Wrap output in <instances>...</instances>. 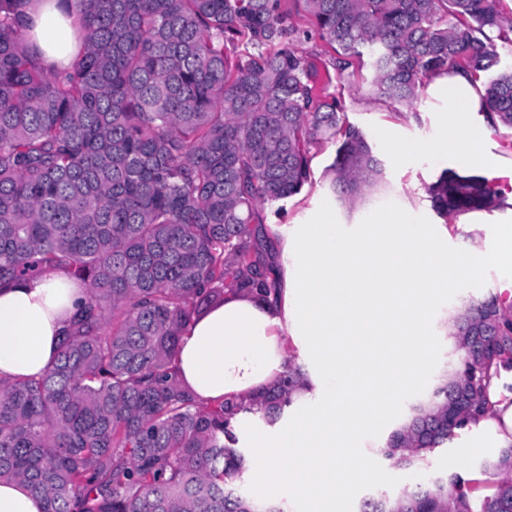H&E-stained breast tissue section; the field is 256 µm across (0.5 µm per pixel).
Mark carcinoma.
Masks as SVG:
<instances>
[{
  "mask_svg": "<svg viewBox=\"0 0 512 512\" xmlns=\"http://www.w3.org/2000/svg\"><path fill=\"white\" fill-rule=\"evenodd\" d=\"M28 0H0V285L63 269L87 300L38 378L0 379V481L43 512H288L237 488L234 402L203 404L176 378L187 326L227 290L270 294L257 209L301 193L312 160L348 210L384 186L381 160L344 110L367 83L392 107L457 68L482 88L496 135L512 133V8L505 0H79L82 51L50 71L23 31ZM305 18L336 56V94L292 44ZM250 47L242 56L237 49ZM444 217L490 211L488 179L444 172L427 188ZM451 363L380 454L420 469L491 413L512 371V304L497 294L452 314ZM289 363L257 400L274 424L294 403ZM487 484L436 477L358 512H512V444Z\"/></svg>",
  "mask_w": 512,
  "mask_h": 512,
  "instance_id": "1",
  "label": "carcinoma"
}]
</instances>
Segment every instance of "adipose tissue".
Listing matches in <instances>:
<instances>
[{"instance_id": "obj_1", "label": "adipose tissue", "mask_w": 512, "mask_h": 512, "mask_svg": "<svg viewBox=\"0 0 512 512\" xmlns=\"http://www.w3.org/2000/svg\"><path fill=\"white\" fill-rule=\"evenodd\" d=\"M56 2L27 7L24 26L47 62L65 65L79 47ZM427 90L448 101L446 132L432 146L388 140L386 150L400 163L449 154L463 167L490 166L464 120L481 109L470 76L444 74ZM265 251L275 296L230 293L195 317L179 344L178 378L199 402L244 405L241 425L287 370L290 352L302 355L306 389L293 424L251 437L252 492L278 490L302 501V512H345L359 486L381 474L367 440L424 381L430 317L449 284L477 280L489 267L512 279V226L497 229L491 247L452 253L446 225L415 223L403 207L361 224L323 212L311 224L267 223ZM86 296L61 269L0 288V377L40 376ZM489 397L495 415L481 423L489 431L481 445L504 448L512 444V391L496 379Z\"/></svg>"}]
</instances>
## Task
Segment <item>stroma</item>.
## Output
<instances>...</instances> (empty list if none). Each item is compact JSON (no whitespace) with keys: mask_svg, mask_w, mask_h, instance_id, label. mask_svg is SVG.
<instances>
[{"mask_svg":"<svg viewBox=\"0 0 512 512\" xmlns=\"http://www.w3.org/2000/svg\"><path fill=\"white\" fill-rule=\"evenodd\" d=\"M347 115L370 139L374 150L384 167L387 188L373 196L362 211L347 213L341 208L328 188L324 176L326 167L332 162L336 148L328 146L313 160L314 182L306 186L301 194L291 198L276 213L278 223L295 224L311 222L322 209L335 214L337 223L356 224L362 215H376L384 202L405 206L410 210L413 221L421 224L439 223L440 217L433 209L425 188L435 182L447 169H455V162L447 156L427 161L414 160L407 166H397L393 158L383 148L384 136H391L404 143H433L443 132L448 119V105L442 98L424 93L410 108L412 120L394 115L392 108L378 98L369 88L348 93L345 96ZM512 225V207L507 206L492 212L466 215L456 220L448 228L449 251H460L470 247H484L492 244L498 225ZM505 283L497 271H488L484 278L475 283H460L449 287L448 301L440 305L432 319L438 326L437 343L427 365L426 380H433L446 366L448 357L447 318L451 308L471 300L501 293ZM448 473L447 458L443 455L431 457L428 468L415 472L385 470L383 477L376 482L361 486L360 495L378 491L396 493L407 486L423 482L432 477H443Z\"/></svg>","mask_w":512,"mask_h":512,"instance_id":"35a3bbf8","label":"stroma"}]
</instances>
